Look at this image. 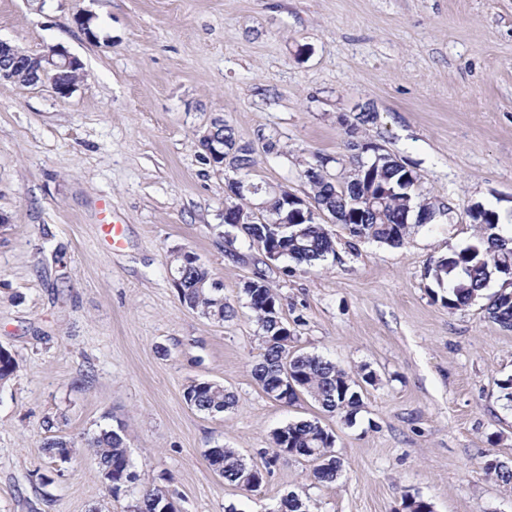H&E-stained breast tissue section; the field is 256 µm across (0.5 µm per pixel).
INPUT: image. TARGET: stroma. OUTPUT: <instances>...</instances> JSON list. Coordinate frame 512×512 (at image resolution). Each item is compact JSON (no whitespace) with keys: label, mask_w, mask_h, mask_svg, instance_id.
<instances>
[{"label":"stroma","mask_w":512,"mask_h":512,"mask_svg":"<svg viewBox=\"0 0 512 512\" xmlns=\"http://www.w3.org/2000/svg\"><path fill=\"white\" fill-rule=\"evenodd\" d=\"M97 17L95 38L75 23ZM0 40L33 55L60 47L82 64L70 96L0 81V348L19 368L0 384V512H125L147 488L178 512H512V330L485 300L456 311L428 276L470 244L475 203L512 215V0H0ZM410 164L448 210L399 247L352 240L308 268L262 264L227 239L228 173L199 145L213 122L253 150L251 182L300 196L317 157L348 165L347 124ZM279 149H265L268 139ZM121 225L112 249L102 202ZM194 252L234 318L183 305L171 251ZM264 273L294 333L288 348L373 373L353 422L308 397L264 393L252 373L259 329L243 285ZM196 380L221 383L223 415L191 409ZM319 420L343 471L311 477L274 459L271 433ZM123 428L137 481L113 499L90 452L52 462L46 439ZM221 445L262 468L259 487L224 481Z\"/></svg>","instance_id":"stroma-1"}]
</instances>
